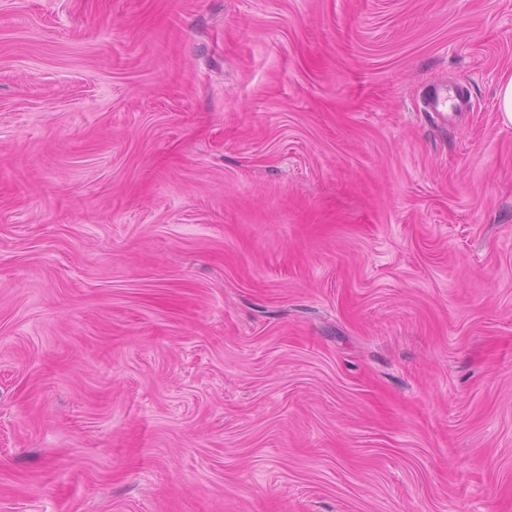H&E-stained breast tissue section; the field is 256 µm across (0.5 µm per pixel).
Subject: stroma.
<instances>
[{
  "label": "stroma",
  "mask_w": 512,
  "mask_h": 512,
  "mask_svg": "<svg viewBox=\"0 0 512 512\" xmlns=\"http://www.w3.org/2000/svg\"><path fill=\"white\" fill-rule=\"evenodd\" d=\"M511 74L512 0H0V512H512ZM448 101H454L452 112H462L467 107V97L459 94L457 88L448 96V87L434 88L425 99V111L435 112L444 121L448 118Z\"/></svg>",
  "instance_id": "1"
}]
</instances>
